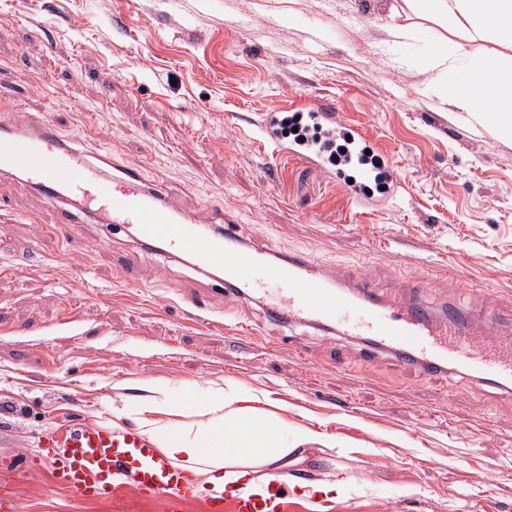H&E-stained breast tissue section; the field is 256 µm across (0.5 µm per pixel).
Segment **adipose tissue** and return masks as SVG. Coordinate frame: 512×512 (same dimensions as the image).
Instances as JSON below:
<instances>
[{"label": "adipose tissue", "mask_w": 512, "mask_h": 512, "mask_svg": "<svg viewBox=\"0 0 512 512\" xmlns=\"http://www.w3.org/2000/svg\"><path fill=\"white\" fill-rule=\"evenodd\" d=\"M395 12L442 28L471 25L512 46V0H397ZM451 110L473 114L490 132L512 135V58L496 51L470 56L449 83ZM244 390L235 382L192 402L157 386L142 403L113 409L137 416L139 428L174 465L205 477L214 488L237 485L244 468L288 459V434L261 410L238 409Z\"/></svg>", "instance_id": "obj_1"}]
</instances>
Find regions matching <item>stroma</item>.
I'll list each match as a JSON object with an SVG mask.
<instances>
[{
	"label": "stroma",
	"instance_id": "35a3bbf8",
	"mask_svg": "<svg viewBox=\"0 0 512 512\" xmlns=\"http://www.w3.org/2000/svg\"><path fill=\"white\" fill-rule=\"evenodd\" d=\"M394 0H0V128L53 122L88 155L112 153L173 189L202 224L235 210L247 241L303 250L394 301L477 318L512 309V137L493 138L439 90L489 37L448 32L467 54L433 66L440 28ZM408 28L389 35L391 22ZM332 104L404 187L356 205L256 128L266 112ZM54 208L0 180V446L33 448L75 423L111 421L150 383L177 396L229 381L314 443L287 467L326 486L335 512H512V397L473 377L420 376L364 343L266 321L223 328L239 302L184 261H142L114 280L95 224L75 252ZM495 289L494 302L485 299ZM202 301V309L186 297Z\"/></svg>",
	"mask_w": 512,
	"mask_h": 512
}]
</instances>
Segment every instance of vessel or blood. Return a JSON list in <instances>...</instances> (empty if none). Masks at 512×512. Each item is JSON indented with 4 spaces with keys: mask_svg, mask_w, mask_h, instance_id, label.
<instances>
[{
    "mask_svg": "<svg viewBox=\"0 0 512 512\" xmlns=\"http://www.w3.org/2000/svg\"><path fill=\"white\" fill-rule=\"evenodd\" d=\"M312 119L329 137L344 129L330 105L314 106ZM281 121V113H268L259 124L261 138L303 154L352 199L363 198L362 182L349 181L346 166L286 141ZM0 173L21 174L26 186L56 204L53 230L64 240L77 224L99 225L107 235L121 229L142 255L192 260L215 291L264 306L271 321L364 340L368 362L387 351L427 378L477 374L503 389L512 385L511 315L480 327L463 313H437L419 299L389 302L368 278L333 273L308 253L282 255L272 245L246 243L238 220L221 212L213 231L203 232L166 186L147 183L140 169L113 164L111 156L82 154L53 123L33 133L1 130ZM38 446L36 455L0 451V512H21L18 487L35 471L44 473L47 492L64 491L71 501L112 503L130 490L155 512H186L197 499L205 512H286L293 490L287 475L274 473L257 490L203 494L187 468L171 464L133 427L82 423L42 436Z\"/></svg>",
    "mask_w": 512,
    "mask_h": 512,
    "instance_id": "1",
    "label": "vessel or blood"
}]
</instances>
